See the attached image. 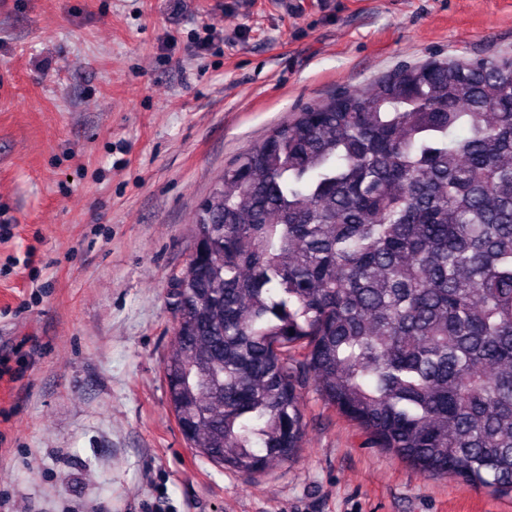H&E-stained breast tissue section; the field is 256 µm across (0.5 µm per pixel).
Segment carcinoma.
Masks as SVG:
<instances>
[{
    "instance_id": "carcinoma-1",
    "label": "carcinoma",
    "mask_w": 512,
    "mask_h": 512,
    "mask_svg": "<svg viewBox=\"0 0 512 512\" xmlns=\"http://www.w3.org/2000/svg\"><path fill=\"white\" fill-rule=\"evenodd\" d=\"M194 224L165 373L200 455L245 477L293 460L312 385L364 444L512 494V56L293 113Z\"/></svg>"
}]
</instances>
